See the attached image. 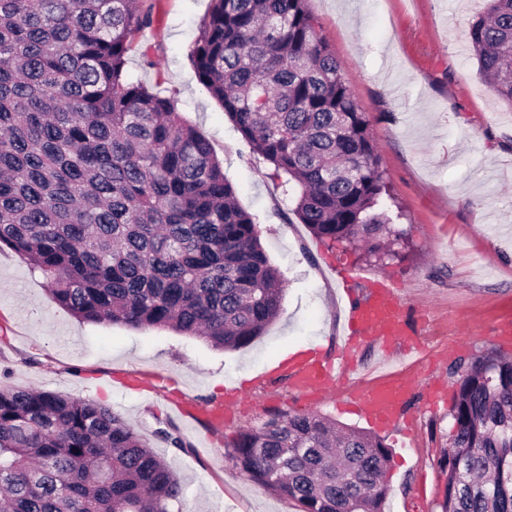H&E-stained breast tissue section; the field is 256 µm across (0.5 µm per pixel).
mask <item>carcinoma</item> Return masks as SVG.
I'll list each match as a JSON object with an SVG mask.
<instances>
[{
	"label": "carcinoma",
	"instance_id": "1",
	"mask_svg": "<svg viewBox=\"0 0 512 512\" xmlns=\"http://www.w3.org/2000/svg\"><path fill=\"white\" fill-rule=\"evenodd\" d=\"M488 2L468 45L512 104V0ZM152 23L143 0H0V251L81 320L238 349L280 315L284 280L209 142L125 77ZM191 60L300 223L330 248L397 256L369 120L306 0H211ZM451 416L441 512H512V358L470 362ZM232 457L302 512H383L391 449L328 416L275 413ZM183 506L169 466L110 407L0 385V512Z\"/></svg>",
	"mask_w": 512,
	"mask_h": 512
}]
</instances>
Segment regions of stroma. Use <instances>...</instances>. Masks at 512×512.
<instances>
[{"label":"stroma","instance_id":"1","mask_svg":"<svg viewBox=\"0 0 512 512\" xmlns=\"http://www.w3.org/2000/svg\"><path fill=\"white\" fill-rule=\"evenodd\" d=\"M154 23L138 34L128 75L173 98L209 141L251 213L286 289L279 318L249 345L221 350L167 327L87 322L55 303L49 283L11 250L0 251V384L53 391L109 406L163 457L185 488L186 512H301L248 479L228 442L272 413L316 412L367 429L338 387L302 397L284 382L294 347L335 358L344 309L364 281L393 277L404 315L422 335L411 374L418 390L409 429L386 436L393 452L384 512H440L439 460L453 429L454 366L488 352L512 323V106L498 100L465 49L468 24L487 0H307L370 121L404 235L394 259L326 246L300 224L271 167L253 153L198 82L190 53L210 0H145ZM151 66H144L143 57ZM448 387L426 406L433 381ZM232 388L243 404L212 419ZM186 438L179 450L159 436Z\"/></svg>","mask_w":512,"mask_h":512}]
</instances>
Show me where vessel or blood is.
Instances as JSON below:
<instances>
[{
	"label": "vessel or blood",
	"mask_w": 512,
	"mask_h": 512,
	"mask_svg": "<svg viewBox=\"0 0 512 512\" xmlns=\"http://www.w3.org/2000/svg\"><path fill=\"white\" fill-rule=\"evenodd\" d=\"M416 331L407 329L400 304V291L393 281L375 282L367 299L350 305L345 313L342 332V353L347 362H354L359 347L366 342L401 344L405 356H412ZM332 362L317 357L294 364L292 382L298 394L311 392L316 386L332 381ZM416 380L394 374L380 379L364 390L350 393V405L374 426L393 428L403 418V411Z\"/></svg>",
	"instance_id": "obj_1"
}]
</instances>
